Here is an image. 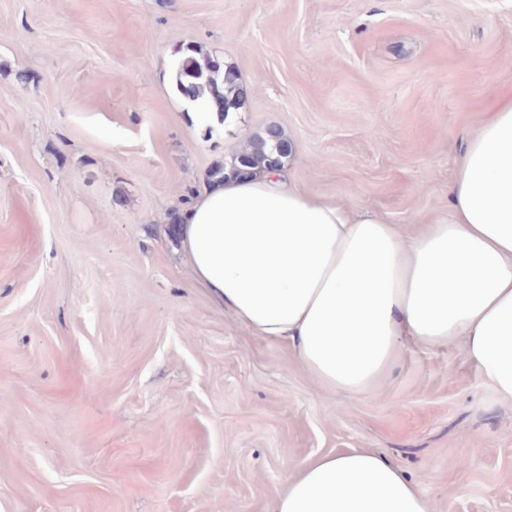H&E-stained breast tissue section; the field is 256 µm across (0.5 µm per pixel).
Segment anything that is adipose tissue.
<instances>
[{
	"instance_id": "1",
	"label": "adipose tissue",
	"mask_w": 512,
	"mask_h": 512,
	"mask_svg": "<svg viewBox=\"0 0 512 512\" xmlns=\"http://www.w3.org/2000/svg\"><path fill=\"white\" fill-rule=\"evenodd\" d=\"M487 112L456 162L447 213L410 234L280 170L211 180L175 227L194 284L251 335L287 343L326 391L373 393L404 343L460 339L512 401V89ZM262 512L430 509L401 466L354 449L295 468Z\"/></svg>"
}]
</instances>
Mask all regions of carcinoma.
<instances>
[{
	"label": "carcinoma",
	"instance_id": "obj_1",
	"mask_svg": "<svg viewBox=\"0 0 512 512\" xmlns=\"http://www.w3.org/2000/svg\"><path fill=\"white\" fill-rule=\"evenodd\" d=\"M176 89L185 97L208 94L222 110L239 106L242 93L238 74L233 68H221L211 53L192 45L179 59ZM282 140V130L271 125L264 133L251 136L238 155L249 160L250 166H259L267 161L274 146Z\"/></svg>",
	"mask_w": 512,
	"mask_h": 512
}]
</instances>
